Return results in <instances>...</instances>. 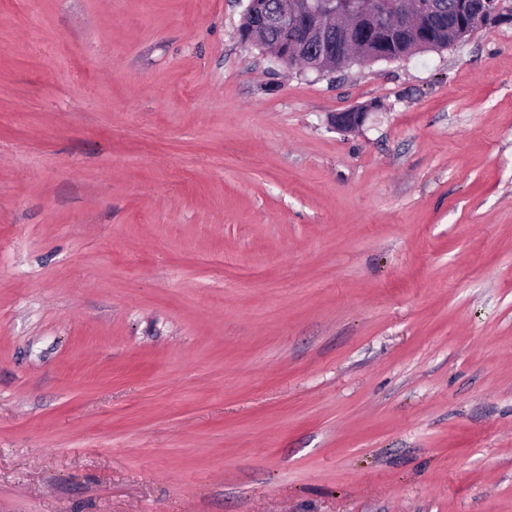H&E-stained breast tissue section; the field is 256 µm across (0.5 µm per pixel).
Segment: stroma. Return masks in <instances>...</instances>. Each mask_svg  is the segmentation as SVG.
<instances>
[{"instance_id": "obj_1", "label": "stroma", "mask_w": 512, "mask_h": 512, "mask_svg": "<svg viewBox=\"0 0 512 512\" xmlns=\"http://www.w3.org/2000/svg\"><path fill=\"white\" fill-rule=\"evenodd\" d=\"M245 5L0 0V512H512V18ZM312 0H298L294 1L295 5L291 10L288 8L280 13L279 21L291 20L290 30L301 29L304 34L297 36L294 32L288 34V38L284 40L280 48L271 52L273 58L278 61L276 56L283 55L285 62L288 61V49H294L292 44L297 42L306 43L301 49V55L305 57L308 64L306 69L315 71L319 75H323L322 71L317 66H313L317 62L320 48L313 44H319L322 47L321 56L324 58L336 57V48L331 39L332 27L325 25V16L321 11L315 9ZM310 42V43H308ZM458 1L457 9L464 15H468L474 25L479 28L494 23L504 14V11L512 12V4L509 0ZM391 2L393 8L389 6L383 8L378 13L376 21L384 28H392L399 25L402 19H407L405 37L402 43L395 47L396 52L399 53L408 52L417 47L413 54L446 48L478 29L473 25V28L460 31L458 18L453 20L448 18V8L454 0H426L428 7L426 5L423 9L425 14L415 10L416 1L414 0H392ZM507 2H510V6L506 5ZM421 41L424 42L419 45ZM424 46L427 47L423 48ZM241 38L258 48L270 49L281 40L280 25L269 21L266 17L252 16L251 8H246L240 28ZM336 28V38L340 43V53L338 57L344 58L345 66L353 59L354 56H357L358 58L352 61L350 65L359 60L377 61L376 58L378 57L381 48L377 45L375 36L368 35L363 41L357 43L356 45L349 46L346 43L343 30H341L338 26H336Z\"/></svg>"}]
</instances>
